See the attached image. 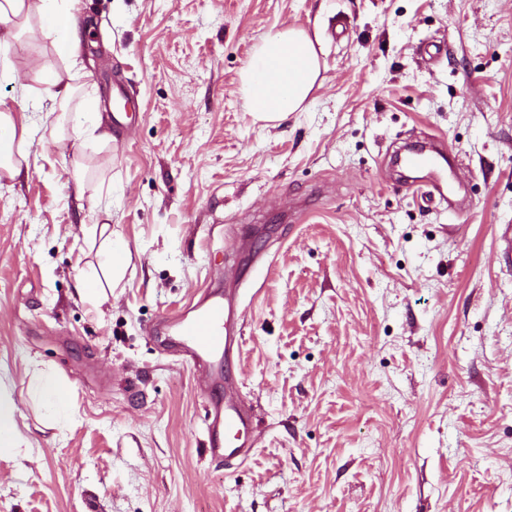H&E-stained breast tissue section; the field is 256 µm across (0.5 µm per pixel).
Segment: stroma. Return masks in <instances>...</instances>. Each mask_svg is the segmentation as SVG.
Segmentation results:
<instances>
[{
  "label": "stroma",
  "mask_w": 512,
  "mask_h": 512,
  "mask_svg": "<svg viewBox=\"0 0 512 512\" xmlns=\"http://www.w3.org/2000/svg\"><path fill=\"white\" fill-rule=\"evenodd\" d=\"M350 27L332 33L337 17ZM77 62L39 22L0 49V99L30 119L0 172V364L25 441L0 449V512H512V0H79ZM314 43L303 111L263 124L240 72L284 27ZM75 72L52 99L32 55ZM121 82L113 141L71 115ZM52 113L53 127L39 118ZM58 129L68 139L59 150ZM434 137L467 215L383 157ZM87 169L79 203L75 163ZM109 225L131 263L80 300ZM221 288L244 313L253 456L203 449L199 377L150 328ZM72 390L55 424L34 391Z\"/></svg>",
  "instance_id": "35a3bbf8"
}]
</instances>
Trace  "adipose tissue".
Listing matches in <instances>:
<instances>
[{"mask_svg": "<svg viewBox=\"0 0 512 512\" xmlns=\"http://www.w3.org/2000/svg\"><path fill=\"white\" fill-rule=\"evenodd\" d=\"M75 0H0V46L19 38L30 18L42 28L65 55H75L80 35L72 8ZM319 75L314 45L301 30L285 28L265 37L255 48L240 76L241 93L255 121L280 122L302 111ZM0 168L9 176L20 169L13 162L14 146H25L28 125L18 124L5 101L0 100Z\"/></svg>", "mask_w": 512, "mask_h": 512, "instance_id": "1", "label": "adipose tissue"}]
</instances>
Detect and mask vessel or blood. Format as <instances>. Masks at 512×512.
Masks as SVG:
<instances>
[{
  "label": "vessel or blood",
  "instance_id": "b4317fda",
  "mask_svg": "<svg viewBox=\"0 0 512 512\" xmlns=\"http://www.w3.org/2000/svg\"><path fill=\"white\" fill-rule=\"evenodd\" d=\"M409 163L423 170L425 195L446 203L449 210L464 213L458 202L465 186L457 176L458 156L444 152H416ZM241 313L232 296L213 291L183 314L162 320L163 339L173 353L191 363L208 401L205 452L211 460L236 466L254 451L250 438V414L238 392L235 374L225 364L242 345Z\"/></svg>",
  "mask_w": 512,
  "mask_h": 512
}]
</instances>
